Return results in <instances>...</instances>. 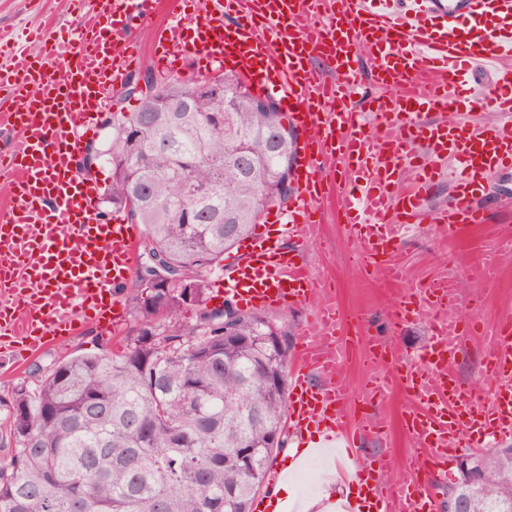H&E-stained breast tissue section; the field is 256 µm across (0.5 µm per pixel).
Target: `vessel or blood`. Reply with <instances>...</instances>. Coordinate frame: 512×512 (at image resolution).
<instances>
[{"label":"vessel or blood","instance_id":"obj_1","mask_svg":"<svg viewBox=\"0 0 512 512\" xmlns=\"http://www.w3.org/2000/svg\"><path fill=\"white\" fill-rule=\"evenodd\" d=\"M76 10L66 37L40 38L35 55L19 46L0 67V85L11 92L0 128L20 135L18 145H0V173L11 179L0 208V339L17 336L33 350L74 334L78 321L111 313L138 238L123 218L99 219L97 188L77 177L76 165L117 84L142 57L139 40L115 27V16L150 22L160 0H76ZM153 43L166 58L192 53L233 69L256 91L276 86L303 142L294 193L273 223L288 236L312 223L325 195L322 161L337 160L349 175L340 186L342 220L366 265L379 266L388 281L404 278L398 227L426 220L444 166L456 193L436 221L453 235L484 223V182L512 164L511 129L457 119L463 98L512 113V0H212L189 25L176 17L154 27ZM353 45L364 48L377 88L366 123L344 102L361 81L346 58ZM312 54L329 62L334 78L303 67ZM425 110L440 121H422ZM418 142L430 151L420 164ZM406 172L410 186L397 189ZM218 285L246 307L301 304L316 291L304 264L268 235L249 242L245 260L225 265ZM455 296V281L439 278L412 285L394 310L398 324L435 312L423 365H404L378 339L354 338L413 393L402 428L417 451L400 464L409 474L401 482L382 479L398 465L394 458L368 463L361 455L365 429L347 413L335 307L317 317L326 343L301 344L289 393L292 432L302 439L317 430L328 443L342 442L367 512H436L418 474L447 469L456 451L486 447L489 436L512 435V317L483 336L489 393L475 396L454 371L462 350L460 322L448 315ZM313 375L321 385L310 384Z\"/></svg>","mask_w":512,"mask_h":512}]
</instances>
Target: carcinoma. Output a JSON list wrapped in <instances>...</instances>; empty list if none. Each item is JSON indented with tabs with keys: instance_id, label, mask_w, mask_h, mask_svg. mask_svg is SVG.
<instances>
[{
	"instance_id": "obj_1",
	"label": "carcinoma",
	"mask_w": 512,
	"mask_h": 512,
	"mask_svg": "<svg viewBox=\"0 0 512 512\" xmlns=\"http://www.w3.org/2000/svg\"><path fill=\"white\" fill-rule=\"evenodd\" d=\"M142 77L150 91L104 120L111 135L92 160L112 170L106 216L143 225L144 255L190 270L193 305L178 284L148 292L138 275L125 349L105 342L66 355L12 388L0 512H251L271 439L285 445L288 333L227 300L208 308L207 273L291 196L296 134L277 105L254 107L258 95L232 70L194 84L153 71L129 81ZM190 307L187 331L172 317ZM244 443L246 461L226 465ZM477 470L448 494L469 512H512V449L487 454Z\"/></svg>"
}]
</instances>
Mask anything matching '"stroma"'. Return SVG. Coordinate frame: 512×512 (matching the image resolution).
Here are the masks:
<instances>
[{
    "label": "stroma",
    "mask_w": 512,
    "mask_h": 512,
    "mask_svg": "<svg viewBox=\"0 0 512 512\" xmlns=\"http://www.w3.org/2000/svg\"><path fill=\"white\" fill-rule=\"evenodd\" d=\"M70 0H0V47L10 46L25 33L53 24L72 22ZM337 197H328L323 205L324 219L304 227L302 237H280L284 249L298 253L317 281L320 291L301 305L287 303L269 306L270 314L280 317L289 331L291 353H298L301 337L316 341L321 333L315 317L322 305L338 303L344 316L360 314L366 331L379 334L402 356L412 358L422 353L431 336L433 316L423 314L419 320L394 325L391 308L400 292L399 286L384 284L380 276L365 278L353 260L360 251L349 239L336 218ZM488 221L456 236H448L438 224H412L399 232V244L405 257L408 283L425 284L437 277H449L458 284L457 295L450 309L460 321L476 315L484 327H492L505 313H512V253L500 256L501 277L497 284L485 285L466 274L465 268L477 256L494 250L502 228L512 227V166L495 172L488 182ZM135 286L127 279L119 292L118 317L112 323L93 320L78 325L74 335L55 339L38 352H12L0 349V435L4 434L8 412L2 399L8 398L13 386L28 377L37 364H48L68 353H94L99 344L133 328L129 296ZM366 369L359 352L346 354V380L353 392L348 406L352 418L362 420L372 429L373 437L362 442L363 456L373 459L385 454L401 458L411 452L409 439L398 426L406 399L400 390L386 397L368 396L365 388ZM299 444L288 436L286 447L277 452L269 465L267 490L258 500L270 507L269 488L288 483L297 499L317 493L328 473H339L344 458L338 449L330 448L304 458L298 470L289 467L291 448Z\"/></svg>",
    "instance_id": "35a3bbf8"
}]
</instances>
